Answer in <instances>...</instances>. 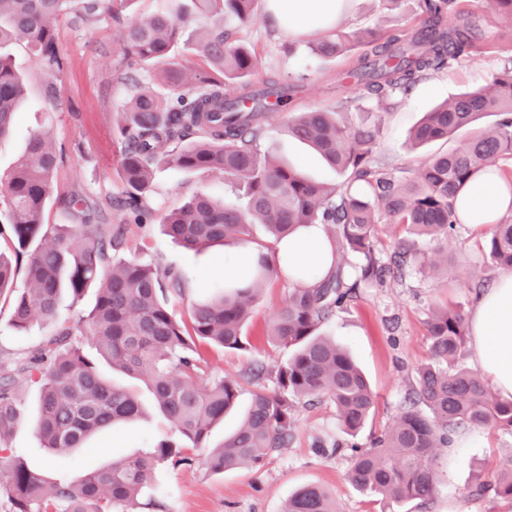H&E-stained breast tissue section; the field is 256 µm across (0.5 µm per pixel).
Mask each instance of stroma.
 Returning a JSON list of instances; mask_svg holds the SVG:
<instances>
[{"mask_svg":"<svg viewBox=\"0 0 512 512\" xmlns=\"http://www.w3.org/2000/svg\"><path fill=\"white\" fill-rule=\"evenodd\" d=\"M421 5V0H398L394 5L389 0H356L338 25L348 30L369 28L387 33L416 18ZM479 25L486 51L472 54L458 67L431 72L409 92H396L384 101L348 82L341 62H324L310 54L308 46L316 40V33L294 37L277 26L267 10H260L256 19L245 25L225 21L224 28L256 51L259 64L255 81L275 78L301 84L302 92L295 104L299 110H326L335 106L337 98H351L348 120L355 123L365 116L376 126L372 152L375 165L413 172L434 153L459 144L453 138L411 148L409 133L423 113L457 93L486 85L504 66L506 56L498 46L505 25L484 11L479 14ZM124 28V21L109 17L85 29L60 18L56 35L67 57V69L59 76L45 70L25 44L13 47L14 64L25 80V98L12 133L0 140V171L8 170L22 155L32 134L48 132L63 161L55 176L47 223H61L69 199L83 196L89 207L100 212L103 223L125 226L127 246L122 258L186 273L188 294L177 308L178 314L185 316L192 305L221 291L224 261L235 256L240 246L228 241L189 251L167 236L156 220L137 224L128 213L113 208V197L122 191L117 174L120 145L113 138L112 128L116 111L127 96L115 79ZM50 86L56 89L52 104L45 99ZM287 121L286 112H272L258 142L260 152L288 163L311 180L340 185L343 178L336 170L312 148L289 135ZM199 193L228 200L233 197L223 175L165 168L156 174L149 205L153 213L159 214ZM486 244V239L478 238L467 225H457L448 240L447 269L432 274L415 264L403 278H389L380 284L360 282L364 256L345 253L346 280L357 283L358 288L321 332L350 351L372 385L375 408L356 437L360 447H370L374 438L408 407L417 368L431 362L425 325L431 308L445 304L470 316L478 293L492 286L499 270L492 266ZM289 289L283 276L267 283L247 322V349L201 348L206 377L226 376L240 385L234 408L212 427L209 446L222 443L245 415L256 387L255 380L247 375L249 367L260 364L272 371L288 358L289 349L271 346L267 335L273 314ZM132 387L149 409L144 421L103 432L83 448L52 456L41 448L36 434L38 389L22 386L24 419L0 446V461L20 459L31 471L52 478L107 465L117 455L147 453L160 441L177 439L172 423L153 410L149 389L138 381ZM347 441L328 399L312 405L303 403L287 448L261 468L215 474L205 463L206 448H199L193 450L191 464L160 468L152 489L133 503L116 506L115 512H284L289 498L307 485L327 488L338 512H512V502L490 491L480 496L474 492L478 484L493 482L499 464L512 456L510 433L468 431L459 435L452 447L439 449L433 464L437 493L425 510L414 501L391 504L378 495L355 489L347 478L351 462Z\"/></svg>","mask_w":512,"mask_h":512,"instance_id":"obj_1","label":"stroma"}]
</instances>
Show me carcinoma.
<instances>
[{"instance_id":"1","label":"carcinoma","mask_w":512,"mask_h":512,"mask_svg":"<svg viewBox=\"0 0 512 512\" xmlns=\"http://www.w3.org/2000/svg\"><path fill=\"white\" fill-rule=\"evenodd\" d=\"M132 0H0V139L13 129L24 95V80L12 64L9 48L23 40L42 64L64 71L65 56L56 41L54 21L70 16L85 27L110 15L118 18ZM260 0H169L150 17L130 22L125 30L117 79L131 92L119 109L113 136L121 144L118 174L121 195L114 206L136 222L153 218L147 207L155 171L167 165L192 173L224 174L236 194L230 204L205 193L160 216L166 233L183 247L196 250L226 240L252 241L261 224L272 242H280L307 224H323L342 250L363 254L362 278L381 281L412 259L403 241L397 244L394 268L372 260L380 218L403 224L408 233L429 238L430 251L418 258L434 270L448 267L444 242L456 224L454 202L478 174L512 158V65L497 72L484 87L458 94L425 113L410 135L415 147L463 131L471 134L456 148L438 153L414 177L373 173L374 132L366 123L340 118L351 100L340 98L332 110L293 112L288 132L310 144L337 172L347 176L342 190L312 182L295 168L258 153L255 142L268 116V99L289 100L295 84L268 79L253 89L256 52L230 40L224 30L191 41L185 21L197 16L219 25L232 16L251 22ZM508 21L512 0H480ZM424 18L411 28L387 36L345 31L318 41L314 53L325 61L346 58L348 72L379 101L409 90L428 72L459 65L479 49L475 14L465 0H423ZM456 23L448 26V16ZM192 50L209 69L188 73L180 59ZM160 66L161 94L138 80L135 66ZM487 114L501 120L476 130ZM60 157L49 139L35 133L14 166L0 174V215L9 225L16 258H25V284L12 307L11 326L20 335L38 328L39 343L25 357L0 363V445L22 419L18 385L38 387L37 434L53 455L81 448L94 434L140 420L145 410L138 397L103 371L106 364L145 382L156 408L194 448L205 444L211 426L236 403L239 384L228 377L203 378L198 346L242 350L246 322L264 285L279 271L269 258L241 286L222 289L214 300L194 307L189 319L176 314L188 283L172 269L162 270L137 259L112 261L126 247L122 224H92L85 200L74 197L64 210V223L47 224L45 212ZM363 181L371 192L356 194L350 185ZM488 256L512 268V222L491 234ZM17 267L0 252V296L14 283ZM96 290L95 303L77 321L62 317L65 297L80 299ZM351 297L342 258L336 268L310 288H292L276 313L268 343L291 349L273 386L252 394L245 419L208 458L214 473L257 468L288 445L297 404L327 397L336 408L342 431L356 436L374 405V392L336 341L320 334ZM434 363L417 370L413 406L372 446L352 448L347 477L362 492L401 503L425 505L437 491L432 468L436 448H447L471 429L512 433V400L493 393L482 377L457 364L465 343L464 318L444 307L427 322ZM92 338L96 356L84 353L82 337ZM423 405V414L417 405ZM186 447L161 442L149 453L124 456L76 477L48 479L13 460L0 468V498L9 512H112L135 500L166 463L189 461ZM512 499V458L502 463L494 482L477 488ZM285 512H337L332 495L319 485L300 488Z\"/></svg>"}]
</instances>
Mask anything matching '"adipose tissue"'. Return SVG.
<instances>
[{
	"label": "adipose tissue",
	"mask_w": 512,
	"mask_h": 512,
	"mask_svg": "<svg viewBox=\"0 0 512 512\" xmlns=\"http://www.w3.org/2000/svg\"><path fill=\"white\" fill-rule=\"evenodd\" d=\"M355 0H267L266 9L295 36L327 29L351 11ZM500 172L475 177L458 195L455 218L477 235H486L512 210V195ZM335 243L324 225L310 224L277 244L276 255H287L284 271L295 287H310L309 268L319 275L335 266ZM475 362L500 397L512 399V269L503 270L475 304L468 322Z\"/></svg>",
	"instance_id": "ef3b65f1"
}]
</instances>
